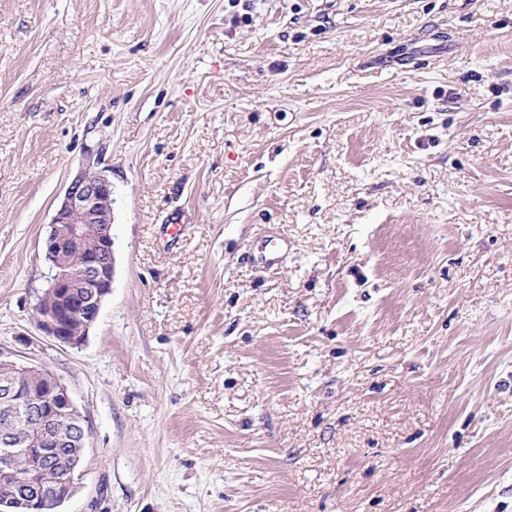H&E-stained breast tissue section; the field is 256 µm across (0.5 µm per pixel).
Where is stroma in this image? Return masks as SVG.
Wrapping results in <instances>:
<instances>
[{"instance_id": "obj_1", "label": "stroma", "mask_w": 512, "mask_h": 512, "mask_svg": "<svg viewBox=\"0 0 512 512\" xmlns=\"http://www.w3.org/2000/svg\"><path fill=\"white\" fill-rule=\"evenodd\" d=\"M0 350L86 418L58 512H512V0H0ZM99 165L96 156L84 160L66 186L42 240L54 274L47 286L52 302L36 306L39 327L45 336L70 347L85 341L112 288V234L97 225L112 223V183ZM104 217L107 223H101ZM83 244L86 253L97 251L96 255L85 257L74 269Z\"/></svg>"}]
</instances>
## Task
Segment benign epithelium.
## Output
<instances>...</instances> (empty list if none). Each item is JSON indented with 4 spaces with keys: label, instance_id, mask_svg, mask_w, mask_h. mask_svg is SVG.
Segmentation results:
<instances>
[{
    "label": "benign epithelium",
    "instance_id": "benign-epithelium-1",
    "mask_svg": "<svg viewBox=\"0 0 512 512\" xmlns=\"http://www.w3.org/2000/svg\"><path fill=\"white\" fill-rule=\"evenodd\" d=\"M100 159L87 157L79 172L66 186L61 202L43 237L42 250L52 258L53 275L47 292L52 302L36 306L39 327L44 335L61 345L77 347L96 322L102 302L112 288V234L98 227L102 219L112 223V183L99 169ZM97 240V252L87 256L78 268L73 261L83 254L86 239ZM45 386L37 390H23L17 386L14 375L0 379V447L12 448L21 438L24 422L34 417L44 422L45 430L37 441L39 447L25 449L23 467L6 457L0 462V471L13 476L12 486L17 497L30 507L40 508V502H49L51 496L28 497V490L39 485V473L32 464L37 457L49 460L52 452L44 448L50 443L56 448H77L79 455L67 463V482L72 494H77L85 476L83 468L87 430L67 386L55 374L40 369ZM64 415L71 420L68 434L60 435L52 422Z\"/></svg>",
    "mask_w": 512,
    "mask_h": 512
}]
</instances>
